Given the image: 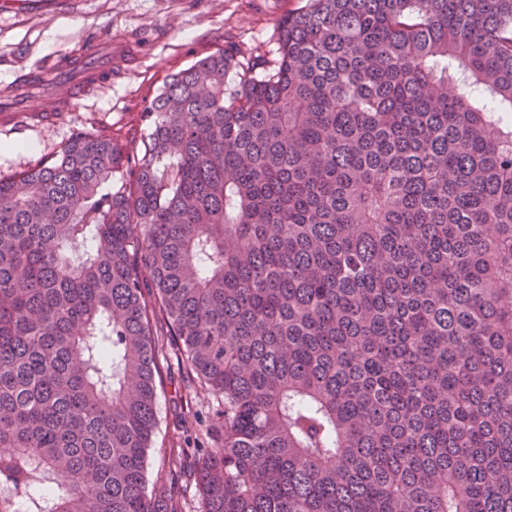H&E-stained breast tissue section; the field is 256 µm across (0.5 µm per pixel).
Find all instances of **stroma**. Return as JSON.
<instances>
[{"label":"stroma","mask_w":512,"mask_h":512,"mask_svg":"<svg viewBox=\"0 0 512 512\" xmlns=\"http://www.w3.org/2000/svg\"><path fill=\"white\" fill-rule=\"evenodd\" d=\"M305 0H7L0 5V83L14 71L41 66L54 56L75 53L83 37L111 32L129 45L131 64L112 85L80 99L53 123L20 118L0 124V176L46 159L72 134H106L128 152L141 149L132 126L171 74L226 45L244 56L277 52L281 19ZM17 142L30 152L2 153ZM154 329L163 347L157 390L158 429L148 454V479L164 485L173 512H199L191 470L197 450L216 439V399L200 383L186 379L180 353L164 321Z\"/></svg>","instance_id":"obj_1"}]
</instances>
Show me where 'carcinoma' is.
<instances>
[{"mask_svg":"<svg viewBox=\"0 0 512 512\" xmlns=\"http://www.w3.org/2000/svg\"><path fill=\"white\" fill-rule=\"evenodd\" d=\"M511 115L512 0H306L0 177V512H168L161 316L200 512H512ZM154 330L165 359L160 354L161 375L157 390L158 429L148 454L150 486L164 485L170 507L177 512H199V496L189 472L194 469L197 448H209L216 440L213 422L216 399L199 382L189 383L173 336H165L167 326L156 320ZM186 472V474H184Z\"/></svg>","mask_w":512,"mask_h":512,"instance_id":"1","label":"carcinoma"}]
</instances>
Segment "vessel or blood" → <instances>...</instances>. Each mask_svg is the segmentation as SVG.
<instances>
[{"label":"vessel or blood","instance_id":"vessel-or-blood-1","mask_svg":"<svg viewBox=\"0 0 512 512\" xmlns=\"http://www.w3.org/2000/svg\"><path fill=\"white\" fill-rule=\"evenodd\" d=\"M124 55V47L113 45L111 38H84L76 54L47 68L20 71L12 85L0 89V117L8 121L42 113L50 120L59 118L72 100L109 82L113 63Z\"/></svg>","mask_w":512,"mask_h":512}]
</instances>
